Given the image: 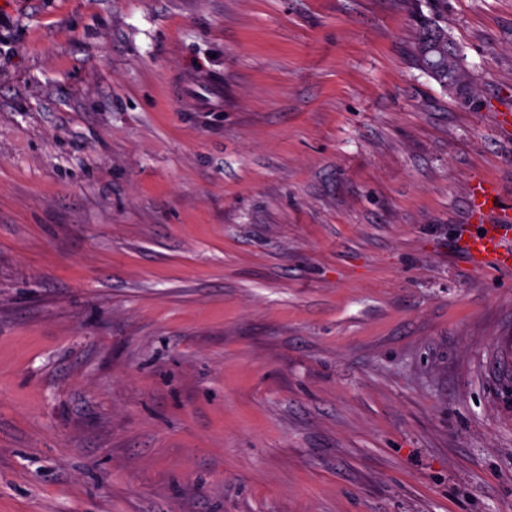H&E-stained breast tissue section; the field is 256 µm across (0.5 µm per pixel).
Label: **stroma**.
Segmentation results:
<instances>
[{"mask_svg": "<svg viewBox=\"0 0 512 512\" xmlns=\"http://www.w3.org/2000/svg\"><path fill=\"white\" fill-rule=\"evenodd\" d=\"M0 7V512H512V0ZM416 25V33L411 47V56L414 62L427 71L444 88H448L446 84L448 74L429 72L424 68V63L427 61L429 54H437L446 60L449 55L448 64L453 71L454 88L468 91L470 87L466 72L459 63L457 49L448 39L446 31L432 19L425 16H421ZM470 192L479 231L464 242L469 258L485 269L512 268V248L505 244L512 238L511 208L498 205L500 192L492 181L481 178L471 185Z\"/></svg>", "mask_w": 512, "mask_h": 512, "instance_id": "1", "label": "stroma"}]
</instances>
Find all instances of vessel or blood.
Listing matches in <instances>:
<instances>
[{
    "instance_id": "b4317fda",
    "label": "vessel or blood",
    "mask_w": 512,
    "mask_h": 512,
    "mask_svg": "<svg viewBox=\"0 0 512 512\" xmlns=\"http://www.w3.org/2000/svg\"><path fill=\"white\" fill-rule=\"evenodd\" d=\"M500 192L489 180L475 181L470 201L479 230L464 246L471 261L486 269L512 268V210L499 204Z\"/></svg>"
}]
</instances>
